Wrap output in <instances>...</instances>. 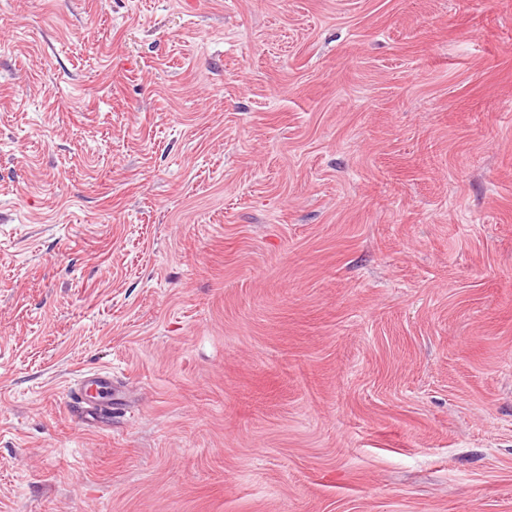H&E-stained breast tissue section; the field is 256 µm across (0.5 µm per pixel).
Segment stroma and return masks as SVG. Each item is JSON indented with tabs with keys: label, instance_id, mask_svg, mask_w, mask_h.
I'll return each instance as SVG.
<instances>
[{
	"label": "stroma",
	"instance_id": "1",
	"mask_svg": "<svg viewBox=\"0 0 512 512\" xmlns=\"http://www.w3.org/2000/svg\"><path fill=\"white\" fill-rule=\"evenodd\" d=\"M0 512H512V0H0ZM95 391V393H94ZM122 393L120 387L112 382L109 374L83 375L76 387L69 394L70 406L74 413H78L81 421L90 423L112 413V396ZM111 396L106 406H101L99 399Z\"/></svg>",
	"mask_w": 512,
	"mask_h": 512
}]
</instances>
